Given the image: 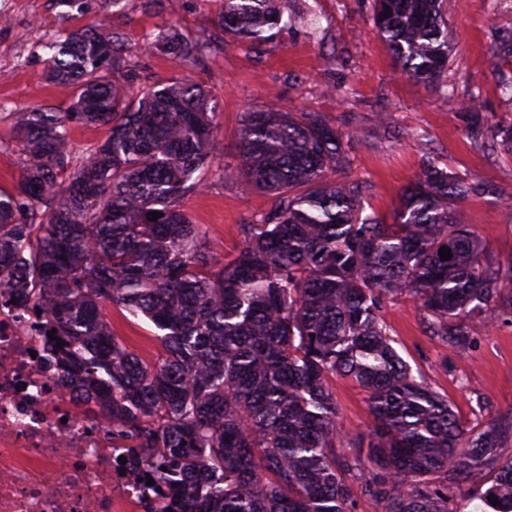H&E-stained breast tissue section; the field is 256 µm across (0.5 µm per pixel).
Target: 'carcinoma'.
<instances>
[{"label": "carcinoma", "mask_w": 512, "mask_h": 512, "mask_svg": "<svg viewBox=\"0 0 512 512\" xmlns=\"http://www.w3.org/2000/svg\"><path fill=\"white\" fill-rule=\"evenodd\" d=\"M445 4L375 0L377 34L404 75L432 82L448 67ZM282 22L279 0H224L216 19L229 42L258 45ZM144 47L186 65L204 52L176 31ZM46 49L50 80L73 106L19 116L21 178L0 190V289L41 312L42 334L56 330L60 381L98 404L112 435L157 452L151 478L173 512H355L346 475L362 470L384 512H512L502 453L512 410L464 427L400 356L382 315L409 297L456 352L471 348L472 322L512 326V268L493 262L459 211L488 186L429 162L388 224L367 211L361 183L331 179L350 133L318 113L247 112L239 184L276 208L241 225L226 260L182 206L208 188L223 151L211 94L180 76L128 100L127 47L102 24L65 29ZM441 96L473 137L512 154V122L485 129L478 96L461 101L446 86ZM73 122L107 127L79 159ZM107 304L151 322L155 364L112 333ZM338 376L370 392L376 421L350 457ZM479 475L485 487L461 497Z\"/></svg>", "instance_id": "carcinoma-1"}]
</instances>
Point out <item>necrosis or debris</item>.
Returning <instances> with one entry per match:
<instances>
[{
    "label": "necrosis or debris",
    "mask_w": 512,
    "mask_h": 512,
    "mask_svg": "<svg viewBox=\"0 0 512 512\" xmlns=\"http://www.w3.org/2000/svg\"><path fill=\"white\" fill-rule=\"evenodd\" d=\"M36 322L0 290V512H166L143 449L62 387Z\"/></svg>",
    "instance_id": "obj_1"
}]
</instances>
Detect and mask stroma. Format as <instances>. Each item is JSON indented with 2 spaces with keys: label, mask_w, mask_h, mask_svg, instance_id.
<instances>
[{
  "label": "stroma",
  "mask_w": 512,
  "mask_h": 512,
  "mask_svg": "<svg viewBox=\"0 0 512 512\" xmlns=\"http://www.w3.org/2000/svg\"><path fill=\"white\" fill-rule=\"evenodd\" d=\"M222 0H174L173 7L145 12L143 0H16L8 23L0 24V189L19 179L18 115L36 108L67 111L48 78L46 48L63 28L106 22L123 37L136 77L126 85L139 99L157 83L181 75L210 91L224 150L208 171L209 186L188 193L184 208L226 257L241 246V225L268 214L272 195L247 192L235 178L237 144L244 113L269 103L285 112H318L334 126L355 132L346 172L365 183L366 202L393 219L401 190L415 180L425 159L492 185L489 194L462 203L463 221L486 243L491 258L512 266V154L471 138L449 112L437 85L403 75L373 24V0H283L285 24L273 42L225 45L215 19ZM452 64L442 82L458 96L477 94L488 123L512 120V103L500 90L512 76V0H447ZM173 28L207 42L199 62L183 65L174 56L144 51L150 34ZM387 113L389 135L376 134L378 113ZM395 347L412 370L447 394L463 424L475 411L490 416L512 410V327L477 325L468 354L449 351L428 336L413 301L384 307ZM112 331L146 362L162 348L154 326L109 309ZM332 389L338 422L349 436L375 427L367 392L356 382L336 378Z\"/></svg>",
  "instance_id": "stroma-1"
}]
</instances>
